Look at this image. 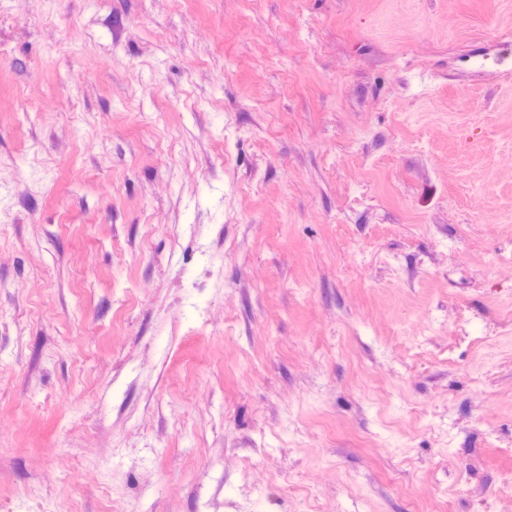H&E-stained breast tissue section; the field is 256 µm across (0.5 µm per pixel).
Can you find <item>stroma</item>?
Here are the masks:
<instances>
[{
  "mask_svg": "<svg viewBox=\"0 0 512 512\" xmlns=\"http://www.w3.org/2000/svg\"><path fill=\"white\" fill-rule=\"evenodd\" d=\"M0 512H512V0H0Z\"/></svg>",
  "mask_w": 512,
  "mask_h": 512,
  "instance_id": "obj_1",
  "label": "stroma"
}]
</instances>
